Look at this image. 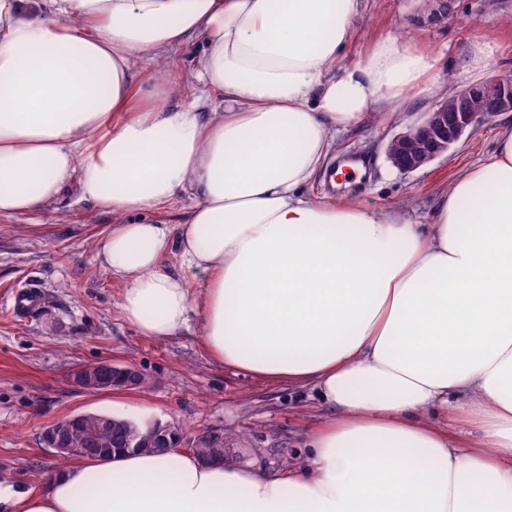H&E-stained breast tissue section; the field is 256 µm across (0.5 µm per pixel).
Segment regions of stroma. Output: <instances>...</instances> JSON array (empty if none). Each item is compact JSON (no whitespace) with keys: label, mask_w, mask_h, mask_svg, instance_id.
Instances as JSON below:
<instances>
[{"label":"stroma","mask_w":512,"mask_h":512,"mask_svg":"<svg viewBox=\"0 0 512 512\" xmlns=\"http://www.w3.org/2000/svg\"><path fill=\"white\" fill-rule=\"evenodd\" d=\"M451 18L430 20L420 0H364V14L346 63L358 61L371 41L390 34L418 48L445 52L450 91L470 85L466 67L478 51L512 73V0H452ZM438 98L395 103L385 115L337 134L339 161L359 175L336 185L320 178L311 193L329 201L363 191L374 206H403L428 223L456 173L493 149L502 117L426 167L403 175L388 158V144L407 119H418ZM109 213L66 191L45 211L0 221V480L20 489L44 488L61 462L41 442L45 426L79 413L123 417L144 426L181 424L185 439L205 431L233 434L238 466L266 472L287 467L286 455H305L306 436L323 418L315 391L268 383L216 364L198 323L168 338L142 335L124 318L125 284L97 262ZM35 284L38 309L17 318L13 296ZM128 365L145 387L90 393L72 387L76 368L100 361Z\"/></svg>","instance_id":"1"}]
</instances>
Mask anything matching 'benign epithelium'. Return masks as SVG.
<instances>
[{
    "mask_svg": "<svg viewBox=\"0 0 512 512\" xmlns=\"http://www.w3.org/2000/svg\"><path fill=\"white\" fill-rule=\"evenodd\" d=\"M452 106L440 104L415 124L407 126L394 140L408 143L401 152L389 153V160L403 174L420 170L445 155L481 122L512 112V76L501 75L491 80L463 88L451 95ZM92 376L101 390H110L119 383L126 389L140 386L141 373L131 366L109 361L80 367L71 374V382L82 389L86 376ZM66 426H56L42 437L44 447L60 454L78 452L85 457H97L102 449L94 442L85 448L67 445Z\"/></svg>",
    "mask_w": 512,
    "mask_h": 512,
    "instance_id": "benign-epithelium-1",
    "label": "benign epithelium"
}]
</instances>
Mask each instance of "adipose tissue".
Returning <instances> with one entry per match:
<instances>
[{
  "mask_svg": "<svg viewBox=\"0 0 512 512\" xmlns=\"http://www.w3.org/2000/svg\"><path fill=\"white\" fill-rule=\"evenodd\" d=\"M28 2L0 0V219L77 185L115 219L99 259L129 324L197 317L214 361L314 387L329 417L281 472L135 452L0 483V512H512V122L433 223L327 202L307 189L337 133L447 90L391 35L344 64L364 0ZM194 42L185 93L168 61ZM186 192L183 224L152 220ZM450 405L474 443L432 421Z\"/></svg>",
  "mask_w": 512,
  "mask_h": 512,
  "instance_id": "obj_1",
  "label": "adipose tissue"
}]
</instances>
